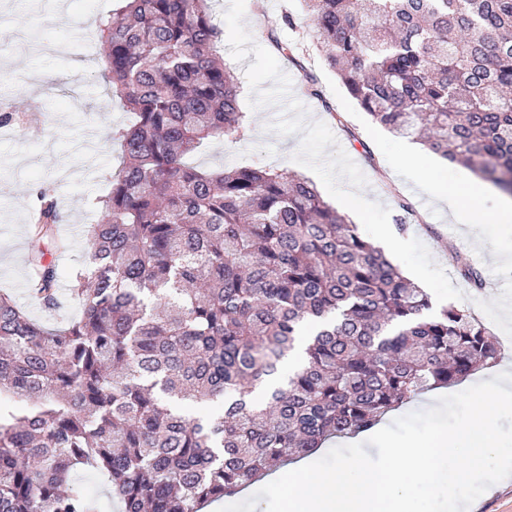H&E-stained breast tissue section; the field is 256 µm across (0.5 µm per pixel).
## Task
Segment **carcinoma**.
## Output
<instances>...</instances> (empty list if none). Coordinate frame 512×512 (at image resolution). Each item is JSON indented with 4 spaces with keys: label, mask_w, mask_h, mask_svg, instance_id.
<instances>
[{
    "label": "carcinoma",
    "mask_w": 512,
    "mask_h": 512,
    "mask_svg": "<svg viewBox=\"0 0 512 512\" xmlns=\"http://www.w3.org/2000/svg\"><path fill=\"white\" fill-rule=\"evenodd\" d=\"M121 2L100 23L102 77L135 122L71 277L80 315L46 327L0 290V396L22 402L0 409V512H99L83 469L122 512H201L501 356L472 309L434 306L308 178L190 165L245 131L210 0ZM300 2L373 122L512 194V0ZM34 204L32 294L55 311L44 255L66 246L64 217L46 189ZM74 482L90 492V496L100 500L102 512H120V504L107 496V484L105 478L90 470H80L74 476Z\"/></svg>",
    "instance_id": "1"
}]
</instances>
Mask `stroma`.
Returning a JSON list of instances; mask_svg holds the SVG:
<instances>
[{"instance_id":"obj_1","label":"stroma","mask_w":512,"mask_h":512,"mask_svg":"<svg viewBox=\"0 0 512 512\" xmlns=\"http://www.w3.org/2000/svg\"><path fill=\"white\" fill-rule=\"evenodd\" d=\"M117 7V0H0V70L13 74L10 82L0 83V103L20 117L18 126L0 127V289L9 290L31 318L48 325L79 311L69 292L70 274L86 260L84 230L98 221L97 200L108 193L118 165L120 147L112 133L134 121L101 77L98 26ZM287 11L294 15L290 26L282 22ZM244 23L260 46H268L271 31L294 45L292 56L279 57L278 63L308 119L325 123L364 173L367 199L383 204L394 217L400 214L398 198L413 204L417 217L406 236L427 247L454 287L464 288L465 283L449 265L437 237H444L482 274L489 286L470 291L467 305L493 322L488 298L512 303V265L495 260L508 236L490 221L503 194L487 189L482 217L453 222L447 205L424 189L423 181L431 174L427 157H406L407 139L375 124L350 97L310 39V24L298 0H246ZM219 53L238 79L247 132L240 141L205 143L193 157L195 164L213 170L252 166L306 174V167L292 159L299 135L280 136L267 129L283 115V104L250 109L246 63L233 59L228 44H221ZM307 71L317 75L324 101L303 93ZM41 186L55 194L64 216L63 235L70 243L68 249L48 254L59 274L62 305L56 313L45 311L27 291L29 207Z\"/></svg>"}]
</instances>
